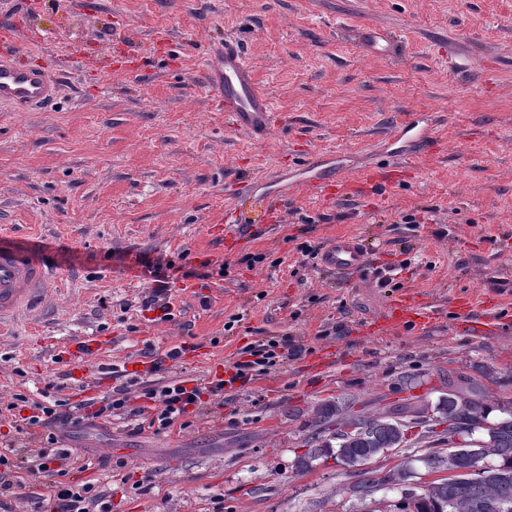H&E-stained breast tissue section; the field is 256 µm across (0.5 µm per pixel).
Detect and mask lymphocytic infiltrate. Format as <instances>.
Masks as SVG:
<instances>
[{
  "label": "lymphocytic infiltrate",
  "mask_w": 512,
  "mask_h": 512,
  "mask_svg": "<svg viewBox=\"0 0 512 512\" xmlns=\"http://www.w3.org/2000/svg\"><path fill=\"white\" fill-rule=\"evenodd\" d=\"M113 381L111 389L96 399L70 402L45 396L44 400L28 402V415L21 422L26 427L46 429L47 434L36 456L19 459L16 454L0 452V489L10 490L14 483L12 477L17 470H25L29 475L47 472L51 463L68 459L70 449L61 447L57 427L77 426L81 423H111L113 417L139 416V409L130 405L132 389L141 390L145 398L156 405L152 417L159 429L169 428L175 421L186 416L189 407L201 404L203 396L218 397L224 393V380L197 384L186 387L184 382L174 381L160 387L147 386L144 378L129 372L126 367L113 366L109 369ZM49 497L54 505L53 512H89L97 507L98 512H111V505L105 494L96 484L82 485L56 481L47 486Z\"/></svg>",
  "instance_id": "f902f5d3"
}]
</instances>
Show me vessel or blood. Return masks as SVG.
Listing matches in <instances>:
<instances>
[{
    "mask_svg": "<svg viewBox=\"0 0 512 512\" xmlns=\"http://www.w3.org/2000/svg\"><path fill=\"white\" fill-rule=\"evenodd\" d=\"M359 39L372 52L387 53L391 50L387 35L378 27L362 28ZM37 40V35L29 32L7 26L0 28V106L10 105L24 111L41 110L58 100L61 89L59 76L25 67L17 59L20 43L32 44ZM203 64L208 85L218 95L235 128L257 140L267 137L276 126V113L247 61L240 41L228 38L210 46L204 52ZM433 139L432 126L406 121L389 134L382 151L390 158L392 170L396 171L405 168L411 160L425 152ZM351 189L343 170L336 166L335 153L310 156L301 164L295 179L279 180L273 190L262 193L258 190L257 182L248 179L240 181L236 193L238 205L224 215V234L237 239L253 237L255 225L239 221V207L248 201L262 197L271 203L300 192L331 200ZM365 263L364 246L352 236L334 238L320 254L322 269L339 274L356 272ZM51 278L50 268L32 253L0 249V327L13 324L27 312L32 302L42 295ZM390 310L391 314L383 327L387 334L404 329L410 322L430 323L434 316L433 311L420 307L416 293L411 290L395 297L390 303ZM459 311L471 325L488 327L498 318L497 313L489 308L474 309L466 300L461 302ZM111 350V344L84 339L67 347L65 354L74 360H103Z\"/></svg>",
    "mask_w": 512,
    "mask_h": 512,
    "instance_id": "1",
    "label": "vessel or blood"
}]
</instances>
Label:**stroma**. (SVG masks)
Wrapping results in <instances>:
<instances>
[{
    "label": "stroma",
    "instance_id": "1",
    "mask_svg": "<svg viewBox=\"0 0 512 512\" xmlns=\"http://www.w3.org/2000/svg\"><path fill=\"white\" fill-rule=\"evenodd\" d=\"M14 22L47 36L22 64L73 79L51 109L0 106V245L53 271L44 302L0 333V405L51 382L62 399L106 394L99 360L60 359L77 338H111L126 361L185 346L161 385L209 381L258 340L298 349L185 425L135 433L116 417L63 432L71 481L99 484L112 512H370L399 492L359 498L327 455L296 468L318 403L364 415L404 399L432 406L462 375L482 388L489 421L501 418L512 403V0H0V27ZM366 25L388 35L389 54L359 42ZM228 36L278 114L261 143L206 82L200 47ZM412 113L432 119L435 140L389 184L330 201L300 193L274 216L247 210L245 223L276 232L224 237L235 182L330 151L357 180ZM343 233L369 254L347 279L303 251ZM158 280L175 308L165 321L142 307ZM407 287L438 321L379 334ZM464 299L495 304L505 325L466 326ZM322 351L334 363L313 367ZM107 453L119 468L90 467Z\"/></svg>",
    "mask_w": 512,
    "mask_h": 512
}]
</instances>
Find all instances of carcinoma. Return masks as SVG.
<instances>
[{
  "label": "carcinoma",
  "mask_w": 512,
  "mask_h": 512,
  "mask_svg": "<svg viewBox=\"0 0 512 512\" xmlns=\"http://www.w3.org/2000/svg\"><path fill=\"white\" fill-rule=\"evenodd\" d=\"M438 411L448 419V437L465 433L468 438L459 446L448 449V454L431 452L423 456L424 466L434 472L448 468L450 458L457 466H484L486 477L474 480L466 475L440 478L425 485L413 495L402 496L395 507L397 512H451L457 501L470 504L469 512H491L490 504H512V411L500 421L487 422L481 389L463 378L448 387V398L438 406ZM341 409L336 401H325L315 406L313 413L317 429L311 435L313 442L321 440L325 424L336 418L335 426L343 425ZM423 409L418 405L402 404L389 411V416H360L369 425L368 434L360 439L347 440L336 445L333 451L342 467H353L377 448H398L407 442L406 432L424 423Z\"/></svg>",
  "instance_id": "1"
}]
</instances>
